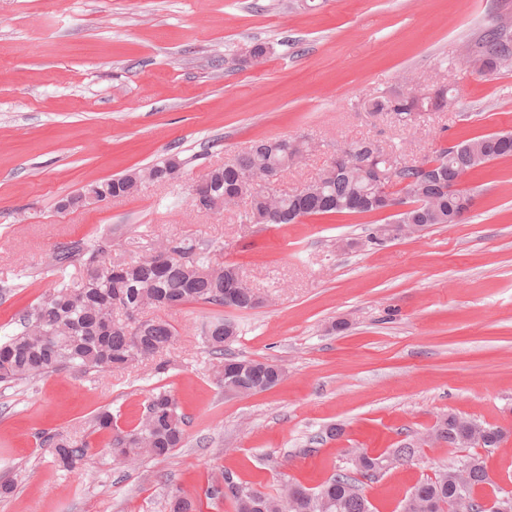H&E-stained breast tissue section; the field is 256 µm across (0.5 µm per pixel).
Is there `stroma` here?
I'll list each match as a JSON object with an SVG mask.
<instances>
[{"label":"stroma","instance_id":"35a3bbf8","mask_svg":"<svg viewBox=\"0 0 512 512\" xmlns=\"http://www.w3.org/2000/svg\"><path fill=\"white\" fill-rule=\"evenodd\" d=\"M502 15L512 0H0V337L53 290L47 262L66 243L104 238L119 258L165 237L220 238L267 298L240 315L230 351L285 371L263 393L226 395L199 339L214 310L186 305L165 313L178 331L165 372L148 361L0 386V482L15 486L0 512H166L173 491L197 495L222 467L263 492L315 488L353 451L410 442L409 463L362 485L373 512H400L458 456L426 441L437 418L512 433V158L466 176L476 201L462 223L381 246L371 215L242 224L192 203L209 167L257 136L307 143L277 184L289 192L355 140L413 161L442 140L512 131V67L482 77L465 55ZM442 85L455 101L408 125L358 107ZM172 153L188 161L180 182L59 213L87 182ZM158 387L189 421L184 447L113 459L89 420L107 407L129 426ZM332 426L342 433L326 438ZM42 431L89 435L97 452L65 470Z\"/></svg>","mask_w":512,"mask_h":512}]
</instances>
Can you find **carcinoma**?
<instances>
[{
	"mask_svg": "<svg viewBox=\"0 0 512 512\" xmlns=\"http://www.w3.org/2000/svg\"><path fill=\"white\" fill-rule=\"evenodd\" d=\"M479 74L491 76L512 66V35L496 24L473 45ZM446 87L411 95L404 92L367 98L358 103L366 112H392L408 123L424 112H435L452 104ZM355 143L342 156L322 169L321 175L304 189L278 193L268 181H278L303 159L305 143L288 138H259L247 151L230 162L212 167L203 182L213 204L197 209L221 214L238 207L242 198L248 207L239 212L242 224H295L298 218L313 216L375 215L396 202L409 205L400 215L404 224H459L468 212L472 190L462 187L456 177L486 164L512 157V133L494 132L442 146L413 166L400 170L392 181H380L369 167L388 171V154L377 151L367 158ZM188 161L171 154L144 168L96 181L79 193L68 195L77 202L88 193L99 200L125 198L136 194L144 183L173 184L182 178ZM49 266L60 274L53 291L33 303L20 317L15 331L0 340V384L7 387L58 369L86 375L122 371L139 362L152 360L177 339V330L161 317L144 319L146 309H173L199 304L219 309L202 324L201 341L216 358L213 379L220 388L233 381V394L249 396L275 386L283 377L278 365L260 359L226 356V347L239 336V324L227 309L240 314L255 310L265 298L250 284L233 285L239 268L224 262V242L218 239L194 241L166 237L134 257L112 258L104 246L89 247L82 240L53 252ZM81 270L68 279L69 267ZM187 418L176 399L156 389L146 402L137 422L125 429L118 426L108 408L91 418L93 431L110 430L106 449L117 460L141 457L166 458L184 446ZM432 431L450 447L467 444L495 448L503 438L496 426L479 423L456 414L439 419ZM39 444L50 449L58 465L76 469L90 453L84 438L43 432ZM467 472L466 486L473 492L493 486L483 461L474 456ZM379 468V458L364 451L354 453L352 467L331 475L314 493L321 506H311L309 488L292 482L277 495L254 489L231 470L213 473L202 496L188 497L174 492L168 499L169 512H202V501L218 505L226 500L234 512H369L359 492L356 475L366 476ZM407 512H452L456 495L455 466L450 464L435 478H427L411 490Z\"/></svg>",
	"mask_w": 512,
	"mask_h": 512,
	"instance_id": "carcinoma-1",
	"label": "carcinoma"
}]
</instances>
